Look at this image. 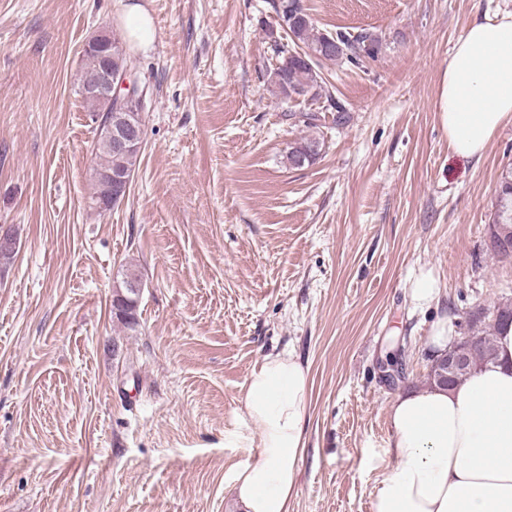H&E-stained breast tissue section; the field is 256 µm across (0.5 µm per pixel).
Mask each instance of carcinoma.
Instances as JSON below:
<instances>
[{"label": "carcinoma", "mask_w": 512, "mask_h": 512, "mask_svg": "<svg viewBox=\"0 0 512 512\" xmlns=\"http://www.w3.org/2000/svg\"><path fill=\"white\" fill-rule=\"evenodd\" d=\"M273 10L280 14L285 24L287 42L273 44V53L277 64L270 71L269 79L274 92L279 96H295L316 98L322 90V78L317 70L319 62L345 61L357 64L365 57L373 58L381 51L382 43L372 31L363 29L355 35L345 32L336 34L322 33L315 26L302 0H289L288 11H280V5L271 3ZM84 72L80 86L90 85L99 76L98 57L89 52L83 53ZM321 147L324 142L309 136L290 147L287 160L295 165L296 158L304 156L303 164L309 165L317 159V155L309 153L312 146ZM97 173L109 170L119 171L138 169L140 158L125 157L112 152L108 142L99 140L94 146ZM512 226V168L507 167L502 172L499 191L496 196L492 227L490 233V252L497 258L512 256V230L505 231L503 226ZM112 320L127 329H134L138 324L137 310L125 308L112 312ZM506 321H496L492 318L478 326L477 331L482 336V345L473 355L468 370L459 373L455 381H460L470 374L475 366L490 361L495 355L496 336Z\"/></svg>", "instance_id": "cac0c4a2"}]
</instances>
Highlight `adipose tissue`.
I'll list each match as a JSON object with an SVG mask.
<instances>
[{
  "mask_svg": "<svg viewBox=\"0 0 512 512\" xmlns=\"http://www.w3.org/2000/svg\"><path fill=\"white\" fill-rule=\"evenodd\" d=\"M436 110L449 145L467 158L512 123V14L474 20L457 40ZM310 397L309 372L293 353L252 367L233 435L247 455L224 475L241 512H292ZM386 421L372 512H512V326L498 335L494 360L452 387L399 392Z\"/></svg>",
  "mask_w": 512,
  "mask_h": 512,
  "instance_id": "1",
  "label": "adipose tissue"
}]
</instances>
